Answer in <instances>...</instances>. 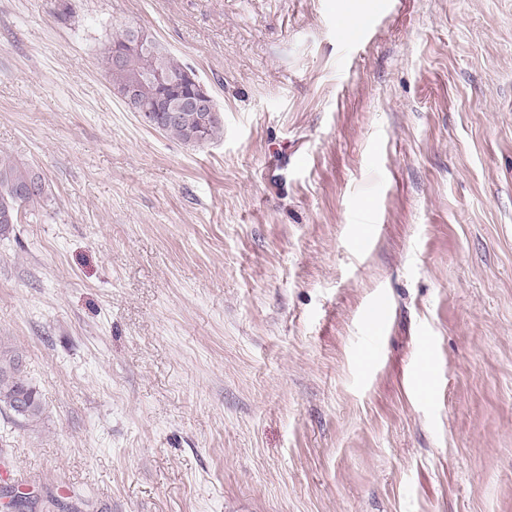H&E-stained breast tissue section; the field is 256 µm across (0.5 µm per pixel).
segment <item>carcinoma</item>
Segmentation results:
<instances>
[{
	"mask_svg": "<svg viewBox=\"0 0 512 512\" xmlns=\"http://www.w3.org/2000/svg\"><path fill=\"white\" fill-rule=\"evenodd\" d=\"M109 45L102 58V65L109 76L114 91H121L129 83L138 84V97L144 107H152L163 97L190 96L194 82L188 74L195 70L176 56L153 44L132 55L123 68H116ZM162 69L177 79V83L164 87L156 84L152 75ZM146 124L153 129L187 144L206 143L224 132L223 113L212 114L204 120L203 113L186 109L174 120H167L162 113L145 115ZM45 193V182L40 174L0 158V236H4L18 223L19 211L37 202ZM9 410L27 422L40 417L41 405L36 390L21 377L20 358L0 352V411Z\"/></svg>",
	"mask_w": 512,
	"mask_h": 512,
	"instance_id": "1",
	"label": "carcinoma"
}]
</instances>
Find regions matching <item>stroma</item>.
Instances as JSON below:
<instances>
[{
    "label": "stroma",
    "instance_id": "stroma-1",
    "mask_svg": "<svg viewBox=\"0 0 512 512\" xmlns=\"http://www.w3.org/2000/svg\"><path fill=\"white\" fill-rule=\"evenodd\" d=\"M129 23L220 137L114 94ZM0 155L34 512H512V0H0ZM45 193L40 174L0 158V236H5L18 224L19 211L37 202Z\"/></svg>",
    "mask_w": 512,
    "mask_h": 512
}]
</instances>
